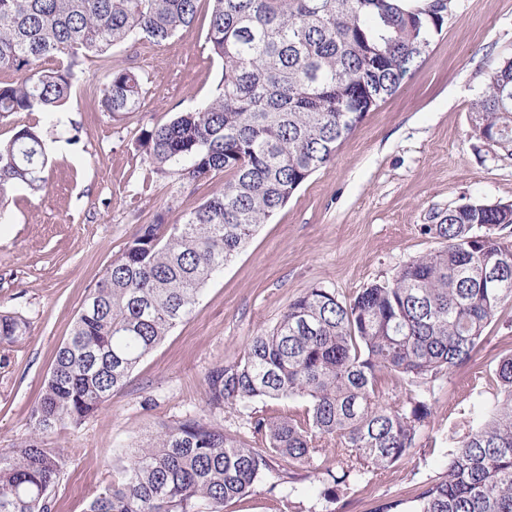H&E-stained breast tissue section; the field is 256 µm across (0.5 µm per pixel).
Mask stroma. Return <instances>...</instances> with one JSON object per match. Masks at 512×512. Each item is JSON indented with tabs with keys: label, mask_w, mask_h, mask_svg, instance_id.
I'll list each match as a JSON object with an SVG mask.
<instances>
[{
	"label": "stroma",
	"mask_w": 512,
	"mask_h": 512,
	"mask_svg": "<svg viewBox=\"0 0 512 512\" xmlns=\"http://www.w3.org/2000/svg\"><path fill=\"white\" fill-rule=\"evenodd\" d=\"M211 5L200 0L194 24L156 44L133 38L112 58L145 76L139 111L118 116L100 106L102 76L77 71L67 103L53 115L17 112L0 119V139L23 126L47 136L46 185L18 188L0 217V312L30 324L24 341L0 347V453L29 437V414L60 344L90 290L141 225L173 224L224 185L223 175L182 181L143 161L136 139L209 100L224 63L206 35ZM512 51V0H451L424 62L390 98L364 116L334 159L260 225L224 270L209 280L192 313L133 370L126 386L78 427L45 432L65 460L52 488L54 512H85L138 439L161 424L200 417L251 440L257 415H300L304 400L256 401L215 410L207 377L237 362L256 334L271 330L289 303L313 287L348 300L391 279L443 242L423 234L434 215L472 200L512 204V157L476 139L471 103L481 72ZM80 141L71 144L72 128ZM512 348V302L500 309L467 364L435 385H391L389 400L427 398L432 415L410 455L396 466L325 500L323 485L276 460L250 494L223 512H414L420 487L439 481L447 453L465 432L475 405L491 398L489 378Z\"/></svg>",
	"instance_id": "obj_1"
}]
</instances>
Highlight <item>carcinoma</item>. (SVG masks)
<instances>
[{"label": "carcinoma", "mask_w": 512, "mask_h": 512, "mask_svg": "<svg viewBox=\"0 0 512 512\" xmlns=\"http://www.w3.org/2000/svg\"><path fill=\"white\" fill-rule=\"evenodd\" d=\"M198 2L0 0V71L17 74L0 85V117L64 106L86 64L103 71V111H138L144 78L111 64L112 47L136 36L168 40L193 25ZM209 2L208 42L224 61L216 94L137 141L155 171L174 166L192 181L222 172L224 187L176 224L143 225L90 291L31 411L33 433L0 453V512H52L62 460L41 435L82 424L124 387L192 312L212 274L397 92L444 23L432 8L406 12L399 0ZM46 58L59 64L45 69ZM482 83L471 104L473 134L512 154V56L488 65ZM46 149L35 126L0 141V215L14 188H43ZM511 224L512 205L465 202L423 227L445 245L392 280L348 301L308 289L271 331L251 338L239 361L208 377L214 408L299 397L308 402L304 418L254 417L252 445L202 419L163 424L86 512H223L273 458L323 476L326 499L395 466L431 409L416 397L389 401L382 383L436 379L471 359L512 299V248L497 234ZM491 255L501 258L496 288L485 279ZM29 333L27 321L0 313V346ZM494 381L493 410L459 437L442 480L416 495L415 512H512V349ZM332 452L334 470L326 466Z\"/></svg>", "instance_id": "1"}]
</instances>
